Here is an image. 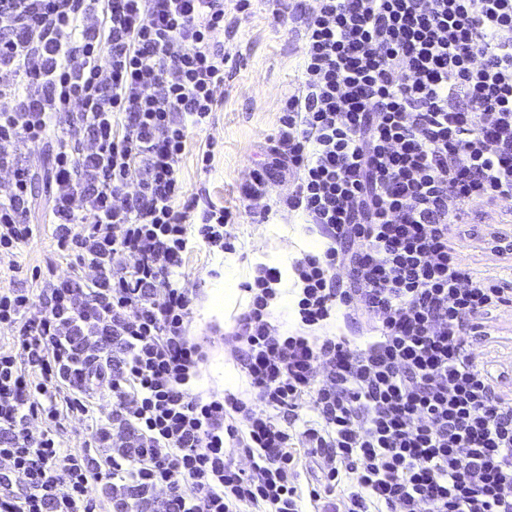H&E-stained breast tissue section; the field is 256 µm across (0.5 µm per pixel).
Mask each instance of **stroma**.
<instances>
[{"label": "stroma", "instance_id": "obj_1", "mask_svg": "<svg viewBox=\"0 0 512 512\" xmlns=\"http://www.w3.org/2000/svg\"><path fill=\"white\" fill-rule=\"evenodd\" d=\"M302 24L297 13L275 20L271 7L255 5L245 13H227L224 18V50L233 58V67L224 80L214 124L191 141L208 138L216 153L211 173L196 165V151L188 149L180 177L186 193L207 188L213 201L223 203L232 213L236 235L235 253L210 254L205 249L190 253L185 272L188 287L198 289L202 307L190 327L193 336L204 339L208 360L200 381L202 388L230 390L250 396L244 373L231 354L226 335L234 320L247 306L249 296L241 288L255 263L268 262L289 267L292 259L320 247V238L307 233L300 216L278 212L270 220L250 217L239 210L241 187L258 157V151L274 133L285 95L298 83L303 53ZM37 174L36 196L31 211L34 223L46 222L51 193L46 185L50 166L44 147L24 151ZM55 245L42 237L23 247L19 271L0 262V285L10 288L39 289L32 269L44 266L53 256ZM473 349L479 360L487 362L497 378L498 390L512 395V305L489 314L485 334L476 336Z\"/></svg>", "mask_w": 512, "mask_h": 512}]
</instances>
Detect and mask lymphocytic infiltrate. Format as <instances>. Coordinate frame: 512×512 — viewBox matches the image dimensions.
Returning <instances> with one entry per match:
<instances>
[{
    "label": "lymphocytic infiltrate",
    "instance_id": "f902f5d3",
    "mask_svg": "<svg viewBox=\"0 0 512 512\" xmlns=\"http://www.w3.org/2000/svg\"><path fill=\"white\" fill-rule=\"evenodd\" d=\"M225 14L0 0V260L47 232L72 269L47 264L36 297L0 288V512H512V398L472 352L512 222L466 211L512 199V0H307L298 84L241 196L292 175L280 204L325 245L291 265L298 332L273 313L279 267L243 285L250 399L198 389L184 272L196 246L235 250L230 212L180 178L224 87ZM339 320L366 336L325 335ZM27 162L31 164L32 169L37 174L36 196L34 198L31 211V219L35 224H43L48 218L51 207V193L46 186L47 170L50 167L48 148L30 146L23 150Z\"/></svg>",
    "mask_w": 512,
    "mask_h": 512
}]
</instances>
